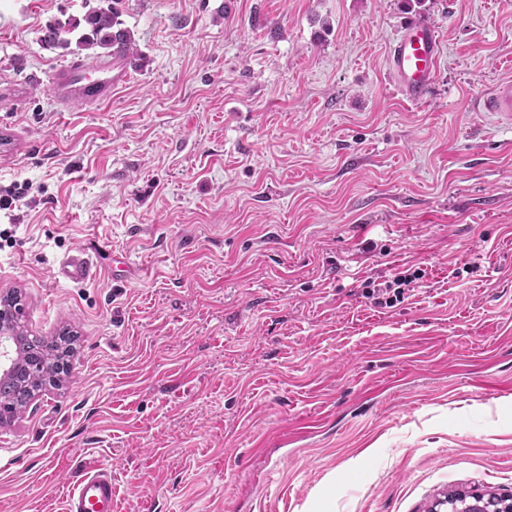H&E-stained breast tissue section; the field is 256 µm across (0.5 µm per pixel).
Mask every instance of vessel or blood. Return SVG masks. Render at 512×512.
Segmentation results:
<instances>
[{
    "instance_id": "vessel-or-blood-1",
    "label": "vessel or blood",
    "mask_w": 512,
    "mask_h": 512,
    "mask_svg": "<svg viewBox=\"0 0 512 512\" xmlns=\"http://www.w3.org/2000/svg\"><path fill=\"white\" fill-rule=\"evenodd\" d=\"M440 56L438 34L426 18H407L402 32L389 49L388 65L401 95L413 103L425 102L432 90ZM131 65L123 58L89 64L75 60L57 68L50 81L56 103L68 106L79 102L88 106L111 100L112 90L124 82ZM487 111L512 121V79L497 82L484 100ZM96 266L82 249L64 259L55 271L57 277L73 284L92 279ZM112 468L95 463L84 469L66 498V512H113Z\"/></svg>"
}]
</instances>
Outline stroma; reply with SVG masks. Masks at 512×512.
<instances>
[{
	"label": "stroma",
	"instance_id": "stroma-1",
	"mask_svg": "<svg viewBox=\"0 0 512 512\" xmlns=\"http://www.w3.org/2000/svg\"><path fill=\"white\" fill-rule=\"evenodd\" d=\"M117 5L142 63L56 109L42 43ZM436 28L429 99L387 69ZM512 0H0V294L70 371L0 433V512H430L512 495ZM83 248L100 274L55 279ZM423 269L401 302L368 282ZM488 112H495L502 120L512 121V79L504 78L497 82L484 100ZM112 467L97 462L86 467L66 497V512H113ZM487 496V498H485ZM499 496L493 493L477 498L475 496H469L461 492H453L448 494V505L451 510H463V511H450V512H494L487 510L489 506L493 505L496 501H499Z\"/></svg>",
	"mask_w": 512,
	"mask_h": 512
}]
</instances>
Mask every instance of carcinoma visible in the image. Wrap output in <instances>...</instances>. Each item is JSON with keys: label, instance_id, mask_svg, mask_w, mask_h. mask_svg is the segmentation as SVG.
<instances>
[{"label": "carcinoma", "instance_id": "carcinoma-1", "mask_svg": "<svg viewBox=\"0 0 512 512\" xmlns=\"http://www.w3.org/2000/svg\"><path fill=\"white\" fill-rule=\"evenodd\" d=\"M43 40L50 46L69 49L71 44L82 48L99 47L112 49L120 45L123 55L133 65L137 64L138 52L130 31L123 27L115 8H91L82 17H69L65 21L56 20L45 28ZM22 343L44 358L43 373L40 376H25L16 380L11 376L0 378V403L9 406L19 414L27 409L31 400L41 392L47 383L57 381L60 362L68 356L64 339L30 337L20 332ZM499 500V496L489 493L477 498L461 492L448 495V505L454 512H489L488 507Z\"/></svg>", "mask_w": 512, "mask_h": 512}]
</instances>
